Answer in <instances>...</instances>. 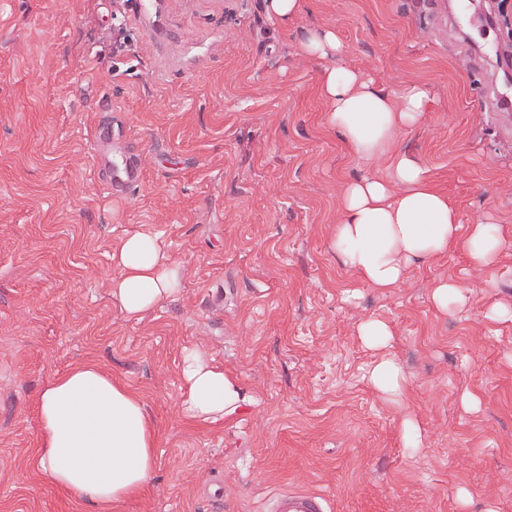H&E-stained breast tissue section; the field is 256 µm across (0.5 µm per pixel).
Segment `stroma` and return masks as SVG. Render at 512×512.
<instances>
[{
	"mask_svg": "<svg viewBox=\"0 0 512 512\" xmlns=\"http://www.w3.org/2000/svg\"><path fill=\"white\" fill-rule=\"evenodd\" d=\"M0 0V512H78L35 472L37 397L92 359L143 398L157 431L144 492L118 512H268L305 491L326 512H512V111L496 64L512 0ZM333 32L318 59L307 30ZM401 93L414 159L462 224L498 225L492 268L454 249L383 295L331 245L348 182L388 179L327 123L324 67ZM135 185L112 186L128 154ZM152 230L182 291L143 319L110 297L112 250ZM454 280L465 308L437 310ZM385 321L403 402L363 378L358 335ZM203 351L256 398L216 427L183 421L180 363ZM472 393L477 409L461 396ZM418 421L428 445L399 426ZM302 44L308 54L318 56L319 58L326 57L329 52H339L342 48L336 36L330 31H309ZM465 293V288L456 283L441 282L433 288L432 301L436 309L448 310V296H452L459 305L464 306L468 301Z\"/></svg>",
	"mask_w": 512,
	"mask_h": 512,
	"instance_id": "obj_1",
	"label": "stroma"
}]
</instances>
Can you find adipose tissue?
Returning a JSON list of instances; mask_svg holds the SVG:
<instances>
[{"instance_id": "ef3b65f1", "label": "adipose tissue", "mask_w": 512, "mask_h": 512, "mask_svg": "<svg viewBox=\"0 0 512 512\" xmlns=\"http://www.w3.org/2000/svg\"><path fill=\"white\" fill-rule=\"evenodd\" d=\"M321 92L330 103L328 122L350 150L368 160H387L394 178L349 183L340 198L344 216L332 244L359 281L382 294L400 288L412 264L459 249L479 266L496 254L495 225H463L445 195L405 155L389 154L390 143L416 125L430 103L426 88L391 94L346 68L324 70ZM111 298L126 317L143 319L181 290V271L158 235L126 233L112 251ZM360 335L385 354L367 372L380 393L403 396L407 380L387 352V323L369 319ZM178 400L184 421L214 426L255 405L233 375L195 350L181 362ZM40 446L33 465L49 484L76 496L86 512H111L138 496L156 465L155 425L142 397L93 360L54 375L38 397Z\"/></svg>"}]
</instances>
